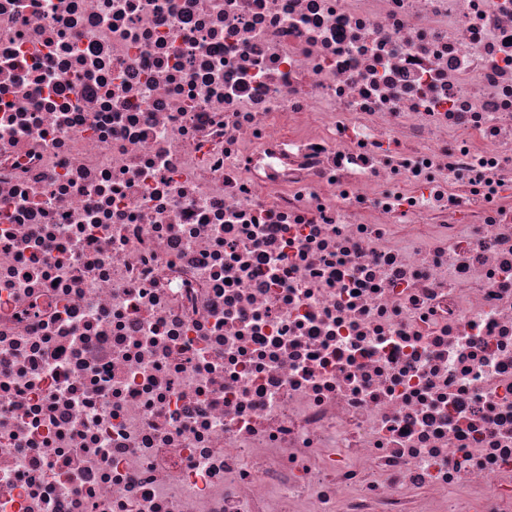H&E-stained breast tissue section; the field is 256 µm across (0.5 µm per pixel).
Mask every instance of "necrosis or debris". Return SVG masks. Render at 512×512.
Returning <instances> with one entry per match:
<instances>
[{"mask_svg":"<svg viewBox=\"0 0 512 512\" xmlns=\"http://www.w3.org/2000/svg\"><path fill=\"white\" fill-rule=\"evenodd\" d=\"M0 512H512V0H0Z\"/></svg>","mask_w":512,"mask_h":512,"instance_id":"necrosis-or-debris-1","label":"necrosis or debris"}]
</instances>
